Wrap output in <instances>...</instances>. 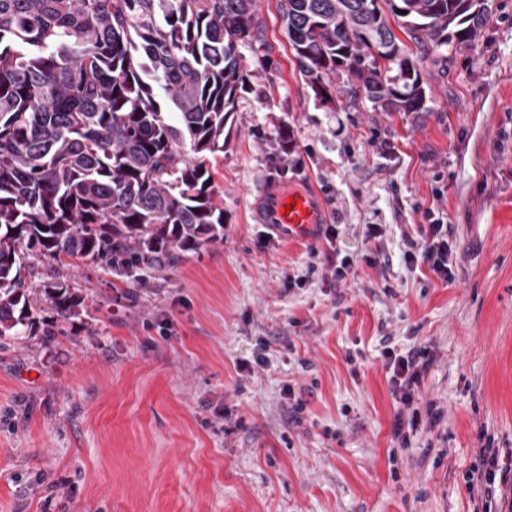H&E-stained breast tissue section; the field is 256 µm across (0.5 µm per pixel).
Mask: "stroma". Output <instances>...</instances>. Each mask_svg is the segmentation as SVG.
<instances>
[{"label": "stroma", "instance_id": "35a3bbf8", "mask_svg": "<svg viewBox=\"0 0 512 512\" xmlns=\"http://www.w3.org/2000/svg\"><path fill=\"white\" fill-rule=\"evenodd\" d=\"M490 3L477 47L444 49L422 72L426 112L405 117L340 80L320 103L280 0H257L213 169L223 241L133 299L70 269L103 319L0 349V512H473L479 448L512 466V0ZM271 179L319 195L353 279L327 281L323 238H267L251 202ZM432 206L458 245L449 284L404 259ZM419 345V397L442 418L402 448L383 353Z\"/></svg>", "mask_w": 512, "mask_h": 512}]
</instances>
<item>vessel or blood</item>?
<instances>
[{"label":"vessel or blood","mask_w":512,"mask_h":512,"mask_svg":"<svg viewBox=\"0 0 512 512\" xmlns=\"http://www.w3.org/2000/svg\"><path fill=\"white\" fill-rule=\"evenodd\" d=\"M256 223L267 225L284 240H313L328 220L324 205L315 192L289 188L269 181L255 196L252 207Z\"/></svg>","instance_id":"1"}]
</instances>
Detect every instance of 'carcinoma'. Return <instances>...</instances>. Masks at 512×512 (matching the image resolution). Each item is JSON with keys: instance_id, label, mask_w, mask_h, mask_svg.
Here are the masks:
<instances>
[{"instance_id": "1", "label": "carcinoma", "mask_w": 512, "mask_h": 512, "mask_svg": "<svg viewBox=\"0 0 512 512\" xmlns=\"http://www.w3.org/2000/svg\"><path fill=\"white\" fill-rule=\"evenodd\" d=\"M300 72L372 107L427 111L430 52L468 48L488 0H281ZM256 0H0V339L25 341L50 304L57 323L93 300L38 265L68 260L143 282L224 237L210 163L243 86L239 46ZM406 33L412 52L395 34ZM166 98L160 104L153 84Z\"/></svg>"}]
</instances>
